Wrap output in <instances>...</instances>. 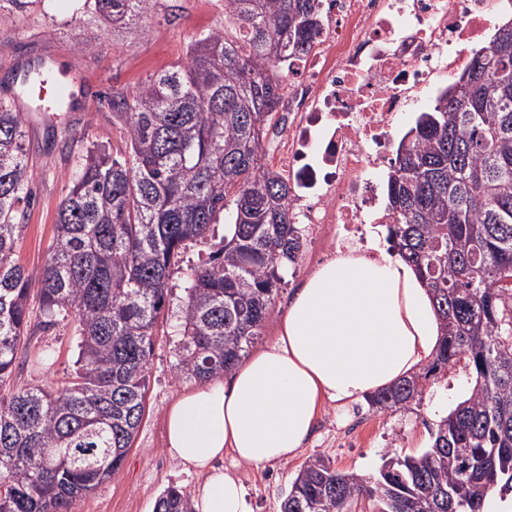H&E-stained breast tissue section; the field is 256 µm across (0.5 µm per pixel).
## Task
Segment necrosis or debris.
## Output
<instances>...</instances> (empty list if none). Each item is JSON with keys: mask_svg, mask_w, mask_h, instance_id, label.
<instances>
[{"mask_svg": "<svg viewBox=\"0 0 512 512\" xmlns=\"http://www.w3.org/2000/svg\"><path fill=\"white\" fill-rule=\"evenodd\" d=\"M321 27L308 53L290 57L276 167L297 223L309 234L336 225L363 240L390 224L378 172L390 164L398 122L483 48L512 0H319Z\"/></svg>", "mask_w": 512, "mask_h": 512, "instance_id": "obj_1", "label": "necrosis or debris"}]
</instances>
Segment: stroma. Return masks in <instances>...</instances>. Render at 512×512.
I'll list each match as a JSON object with an SVG mask.
<instances>
[{
    "label": "stroma",
    "mask_w": 512,
    "mask_h": 512,
    "mask_svg": "<svg viewBox=\"0 0 512 512\" xmlns=\"http://www.w3.org/2000/svg\"><path fill=\"white\" fill-rule=\"evenodd\" d=\"M167 8L146 11L136 25L108 33L92 15H74L70 0H38L19 14L0 15V98L43 95L52 102L55 86L63 85L75 101L64 112H32L26 124L25 148L34 170V199L27 210L16 256L21 264L39 269L55 236L57 210L67 192L68 178L89 142L110 149L124 148L120 121L113 119L108 100L129 92L149 76L171 69L184 60L187 46L199 32L223 24L224 0H167ZM93 42L89 53L79 52L77 40ZM44 59V88L24 89L15 75L24 65ZM315 245L305 242L294 264L283 272L284 280L263 324L255 347L272 342L281 314L301 280L317 265ZM186 272H175L170 281L169 307L160 320L150 362L146 410L140 430L122 467L93 492L78 498L72 512H153L157 497L170 486L191 493L195 477L182 473L165 451V412L188 381L175 372V327L184 297ZM77 357L74 325L57 319L47 331L38 332L20 346L11 378L0 384V399H9L25 386L61 387L74 375ZM471 388L464 363L448 366L428 385L421 401L395 412L379 413L363 404L350 417H339L326 407L300 457L263 470L236 469L253 512H278L303 458L329 457L337 469L371 475L386 453L416 455L429 447V430L435 419L429 410L434 400L458 402ZM363 420L368 430L357 448L341 447L352 421Z\"/></svg>",
    "instance_id": "obj_1"
}]
</instances>
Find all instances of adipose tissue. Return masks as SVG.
Returning a JSON list of instances; mask_svg holds the SVG:
<instances>
[{"label":"adipose tissue","mask_w":512,"mask_h":512,"mask_svg":"<svg viewBox=\"0 0 512 512\" xmlns=\"http://www.w3.org/2000/svg\"><path fill=\"white\" fill-rule=\"evenodd\" d=\"M429 288L378 232L346 242L304 279L274 341L226 374L185 389L166 411V451L200 476L196 512H251L224 456L261 468L295 457L326 403L349 412L437 355Z\"/></svg>","instance_id":"1"}]
</instances>
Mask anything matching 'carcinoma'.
I'll use <instances>...</instances> for the list:
<instances>
[{
    "instance_id": "carcinoma-1",
    "label": "carcinoma",
    "mask_w": 512,
    "mask_h": 512,
    "mask_svg": "<svg viewBox=\"0 0 512 512\" xmlns=\"http://www.w3.org/2000/svg\"><path fill=\"white\" fill-rule=\"evenodd\" d=\"M150 4L158 0H83L114 28ZM319 26L317 0H224V26L192 37L181 64L112 94L125 149L86 147L37 270L15 259L32 197L27 116L0 99V382L20 345L61 315L78 348L64 388L0 399V512H71L120 468L144 417L172 270L229 205L224 240L188 272L176 373L222 375L259 336L277 267L303 247L288 181L261 163L283 98L270 72L307 52ZM456 85L402 136L387 191V241L430 288L443 341L424 372L367 401L404 409L461 360L471 393L431 430L429 448L387 456L372 476L308 457L279 512H351L361 498L379 512H486L489 494L512 495V20L472 53ZM154 512L194 510L169 487Z\"/></svg>"
}]
</instances>
